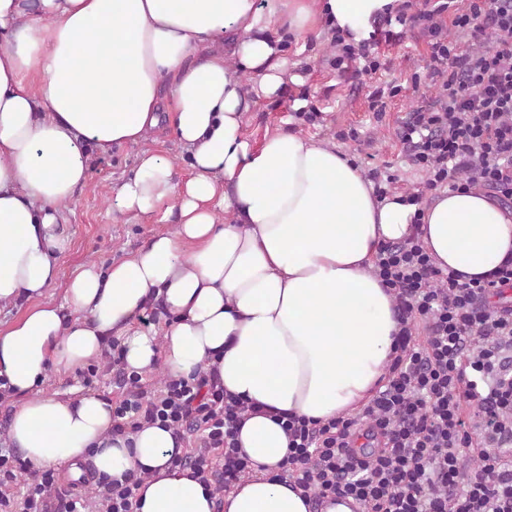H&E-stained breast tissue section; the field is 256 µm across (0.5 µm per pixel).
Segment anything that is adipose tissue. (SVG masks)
I'll use <instances>...</instances> for the list:
<instances>
[{
    "label": "adipose tissue",
    "mask_w": 512,
    "mask_h": 512,
    "mask_svg": "<svg viewBox=\"0 0 512 512\" xmlns=\"http://www.w3.org/2000/svg\"><path fill=\"white\" fill-rule=\"evenodd\" d=\"M403 0H0V303L37 306L0 329V376L24 403L8 437L34 467L122 478L143 469L137 512H310L279 480L283 414L353 413L382 384L399 330L394 298L374 273L379 246L419 234L441 269L488 277L512 254V210L464 187L418 207L376 198L333 147L274 130L253 144L255 100L288 82L280 30L368 38ZM250 74L244 89L241 74ZM191 159L188 179L145 148L164 120ZM141 146L133 177L112 189L127 220L175 221L132 256L84 267L61 308L41 298L58 276L61 209L92 155ZM162 302V337L136 316ZM119 338L127 370L189 377L213 367L247 405L240 448L252 475L215 502L189 471L171 469V431L111 434L98 395L33 396L48 370H72Z\"/></svg>",
    "instance_id": "1"
}]
</instances>
